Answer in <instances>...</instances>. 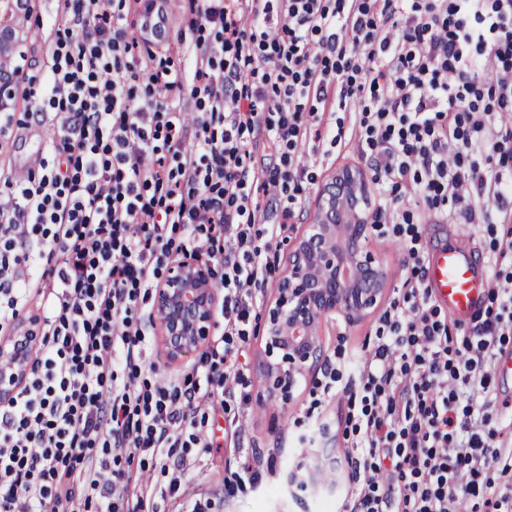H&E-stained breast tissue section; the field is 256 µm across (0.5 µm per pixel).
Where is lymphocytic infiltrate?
Masks as SVG:
<instances>
[{
  "label": "lymphocytic infiltrate",
  "instance_id": "lymphocytic-infiltrate-1",
  "mask_svg": "<svg viewBox=\"0 0 512 512\" xmlns=\"http://www.w3.org/2000/svg\"><path fill=\"white\" fill-rule=\"evenodd\" d=\"M57 2L33 113L59 121L38 173H0V335L32 302L41 336L0 405V512L179 493L211 412L251 400L240 357L324 141L366 158L408 273L354 374L336 361L309 403L346 398L344 512H512V434L489 410L512 236L467 326L434 300L423 245L456 211L512 222V0H183L191 38L154 45L126 30L134 11L158 34L160 0ZM175 254L211 260L224 292L223 330L180 383L149 362L144 311Z\"/></svg>",
  "mask_w": 512,
  "mask_h": 512
}]
</instances>
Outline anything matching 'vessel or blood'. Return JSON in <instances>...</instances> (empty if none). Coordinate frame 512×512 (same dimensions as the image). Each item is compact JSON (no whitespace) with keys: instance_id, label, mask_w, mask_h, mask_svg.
Returning a JSON list of instances; mask_svg holds the SVG:
<instances>
[{"instance_id":"b4317fda","label":"vessel or blood","mask_w":512,"mask_h":512,"mask_svg":"<svg viewBox=\"0 0 512 512\" xmlns=\"http://www.w3.org/2000/svg\"><path fill=\"white\" fill-rule=\"evenodd\" d=\"M429 279L436 300L458 318L480 305L488 280L463 253L443 247L428 258Z\"/></svg>"}]
</instances>
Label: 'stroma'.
I'll list each match as a JSON object with an SVG mask.
<instances>
[{
  "mask_svg": "<svg viewBox=\"0 0 512 512\" xmlns=\"http://www.w3.org/2000/svg\"><path fill=\"white\" fill-rule=\"evenodd\" d=\"M56 8V0H35V10L28 21L32 30L28 74L39 81L45 76L49 45L48 29L42 26L41 21L52 15ZM52 128L53 123L49 120L38 126L14 128L8 152L0 154V168L29 169V155L42 148L44 141L51 137ZM315 159V182L308 186L304 207L295 218V229L299 232L313 220L319 184L329 179L337 169L359 161L357 153L348 146L318 151ZM425 236L429 249L451 244L470 255L478 267L487 265L493 235L485 225L470 226L461 222L430 224L426 227ZM377 320V315L373 314L349 326L340 317L327 318L320 328L326 352H333L337 343H345L348 352L346 365L355 367L364 352L365 343L374 334ZM310 386V380H303L293 400L286 405L278 401L262 404L254 400L240 407L237 414L243 437L238 441L232 439L224 413L210 417L208 429L214 446L185 476L193 496L211 499L210 512H342L349 489L350 469L338 429L344 413V405L339 399L326 403L319 415L334 438L338 458L334 481L311 485L303 491L290 481L291 475H306L321 462L316 449L297 444V437L302 432L298 422L305 417ZM246 458L262 467V478L257 486L238 494L233 500H225L224 471Z\"/></svg>",
  "mask_w": 512,
  "mask_h": 512,
  "instance_id": "stroma-1",
  "label": "stroma"
}]
</instances>
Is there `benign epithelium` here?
Segmentation results:
<instances>
[{
  "instance_id": "7a95c632",
  "label": "benign epithelium",
  "mask_w": 512,
  "mask_h": 512,
  "mask_svg": "<svg viewBox=\"0 0 512 512\" xmlns=\"http://www.w3.org/2000/svg\"><path fill=\"white\" fill-rule=\"evenodd\" d=\"M31 12V0H0V144L9 139L27 76ZM369 205L368 179L357 165L340 168L319 188L313 224L289 248L286 272L265 309L260 398L288 404L300 380L324 361L321 323L338 314L354 325L384 298L387 270L366 246L374 232ZM213 280L212 263L196 255L169 264L161 276L152 309L168 362L209 341L220 299ZM39 331L38 323L23 319L0 345V355L10 360L0 372V403L25 378Z\"/></svg>"
}]
</instances>
